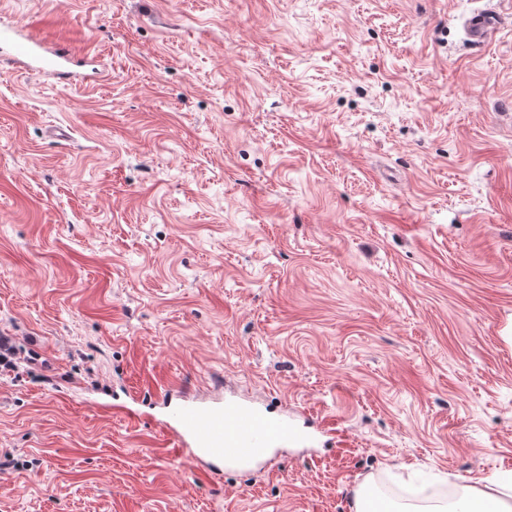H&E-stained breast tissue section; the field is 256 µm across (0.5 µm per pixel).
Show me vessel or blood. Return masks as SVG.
<instances>
[{"label": "vessel or blood", "mask_w": 512, "mask_h": 512, "mask_svg": "<svg viewBox=\"0 0 512 512\" xmlns=\"http://www.w3.org/2000/svg\"><path fill=\"white\" fill-rule=\"evenodd\" d=\"M505 22L485 6L468 16L464 33L470 47L484 45ZM26 70L44 72L63 85L72 84L79 50L68 38L50 34L38 25H0V47ZM167 440L175 461L195 471L220 475L228 463L248 464L264 449L285 444L303 445L310 437L287 419L271 421L245 402L204 406L190 399L169 405Z\"/></svg>", "instance_id": "vessel-or-blood-1"}]
</instances>
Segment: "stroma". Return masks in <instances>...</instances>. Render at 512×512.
Returning a JSON list of instances; mask_svg holds the SVG:
<instances>
[{"label": "stroma", "mask_w": 512, "mask_h": 512, "mask_svg": "<svg viewBox=\"0 0 512 512\" xmlns=\"http://www.w3.org/2000/svg\"><path fill=\"white\" fill-rule=\"evenodd\" d=\"M475 0H0V512H348L512 475V26ZM313 439L174 465L160 392ZM483 2L487 5L493 1ZM486 5L473 12L465 21L464 33L471 48L484 45L505 22L500 13ZM0 47L1 57H11L27 71L47 73L63 85L76 80L72 65L80 50L71 39L52 35L38 25H0Z\"/></svg>", "instance_id": "obj_1"}]
</instances>
